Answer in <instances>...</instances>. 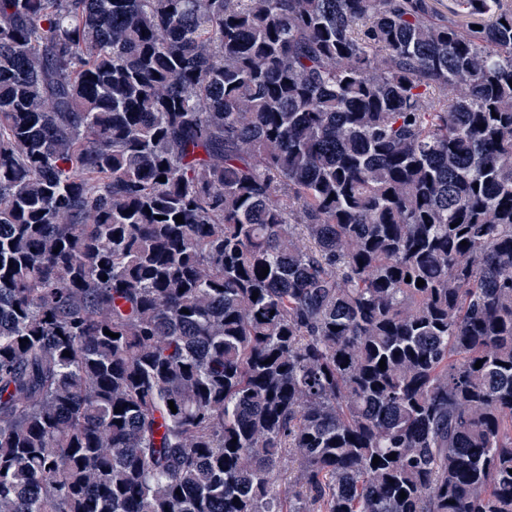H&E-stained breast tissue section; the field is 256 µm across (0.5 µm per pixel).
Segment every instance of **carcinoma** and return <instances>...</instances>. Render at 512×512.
I'll return each mask as SVG.
<instances>
[{
  "mask_svg": "<svg viewBox=\"0 0 512 512\" xmlns=\"http://www.w3.org/2000/svg\"><path fill=\"white\" fill-rule=\"evenodd\" d=\"M511 80L512 0H0V512H512Z\"/></svg>",
  "mask_w": 512,
  "mask_h": 512,
  "instance_id": "cac0c4a2",
  "label": "carcinoma"
}]
</instances>
